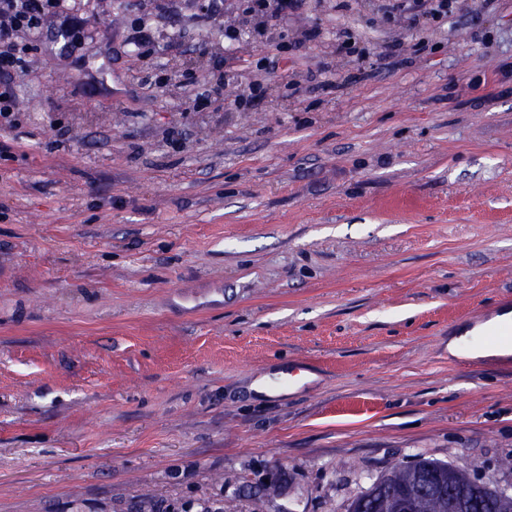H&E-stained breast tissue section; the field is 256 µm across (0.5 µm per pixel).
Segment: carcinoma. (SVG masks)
Here are the masks:
<instances>
[{"label":"carcinoma","mask_w":512,"mask_h":512,"mask_svg":"<svg viewBox=\"0 0 512 512\" xmlns=\"http://www.w3.org/2000/svg\"><path fill=\"white\" fill-rule=\"evenodd\" d=\"M466 492L471 512H512V494L492 495L483 482L452 465L418 458L396 467L358 497L349 512H455L453 500ZM127 512H170L159 499L135 501ZM183 512H224V498L207 499L184 507Z\"/></svg>","instance_id":"carcinoma-1"}]
</instances>
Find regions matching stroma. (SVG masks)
Segmentation results:
<instances>
[{
  "mask_svg": "<svg viewBox=\"0 0 512 512\" xmlns=\"http://www.w3.org/2000/svg\"><path fill=\"white\" fill-rule=\"evenodd\" d=\"M377 4L259 30L70 0L78 43L34 35L0 129V512H347L421 456L512 493V360L448 350L512 301V0ZM401 1L402 3H398L396 5L397 9H401L404 7L403 2H412L415 4V7L411 6V10L414 11L413 15H411L408 20L412 24L419 23H428L430 21H435L439 18L447 16L449 12L452 11L453 0H395Z\"/></svg>",
  "mask_w": 512,
  "mask_h": 512,
  "instance_id": "stroma-1",
  "label": "stroma"
}]
</instances>
